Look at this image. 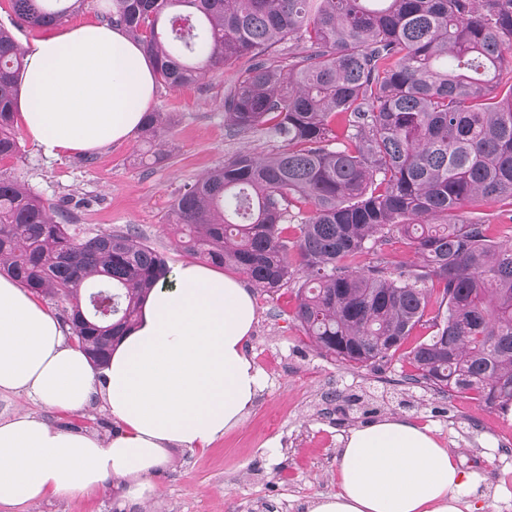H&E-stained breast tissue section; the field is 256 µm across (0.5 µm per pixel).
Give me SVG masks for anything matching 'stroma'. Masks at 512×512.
I'll return each mask as SVG.
<instances>
[{"instance_id": "1", "label": "stroma", "mask_w": 512, "mask_h": 512, "mask_svg": "<svg viewBox=\"0 0 512 512\" xmlns=\"http://www.w3.org/2000/svg\"><path fill=\"white\" fill-rule=\"evenodd\" d=\"M229 77L217 72L175 91L156 90L151 111L166 113L171 157L142 159L139 134L119 144L60 157L24 137L21 159L0 161L32 192L54 205L65 224L108 230L131 226L163 252L169 266L187 261L168 224L184 184L241 151L269 152L276 141L234 137L219 103ZM257 319L248 356L267 384L243 422L203 450L176 452L152 478L149 512H308L335 494L340 438L392 416L428 427L472 478L483 512H512V409L486 408L459 396L406 383L413 368L402 357L353 368L321 356L294 325L289 288L254 294ZM118 489L89 498L48 496L18 512H136L120 508Z\"/></svg>"}]
</instances>
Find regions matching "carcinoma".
<instances>
[{
    "instance_id": "carcinoma-1",
    "label": "carcinoma",
    "mask_w": 512,
    "mask_h": 512,
    "mask_svg": "<svg viewBox=\"0 0 512 512\" xmlns=\"http://www.w3.org/2000/svg\"><path fill=\"white\" fill-rule=\"evenodd\" d=\"M8 2L20 24L48 28L88 0ZM102 19L143 43L163 89L231 72L228 131L281 142L184 185L170 227L187 254L269 295L294 285L305 335L359 368L390 361L432 303L436 330L407 354V382L512 403V238L464 210L497 201L512 222V0H112ZM23 73L0 27V160L21 154ZM167 130L147 113L155 163ZM396 235L415 262L385 256ZM0 273L64 303L100 368L171 270L138 232L60 224L0 172Z\"/></svg>"
}]
</instances>
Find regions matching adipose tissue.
I'll use <instances>...</instances> for the list:
<instances>
[{"label":"adipose tissue","mask_w":512,"mask_h":512,"mask_svg":"<svg viewBox=\"0 0 512 512\" xmlns=\"http://www.w3.org/2000/svg\"><path fill=\"white\" fill-rule=\"evenodd\" d=\"M142 46L87 24L36 41L25 55L19 120L50 155L126 139L153 97ZM152 291L108 364L95 368L67 329L0 276V394L59 412L92 403L120 424L109 439L64 430L28 411L0 421V507L47 496H87L109 482L147 504L151 478L177 449H205L244 420L265 386L245 345L257 317L251 291L191 262ZM339 490L310 512H478L470 476L427 429L387 418L348 432Z\"/></svg>","instance_id":"1"}]
</instances>
